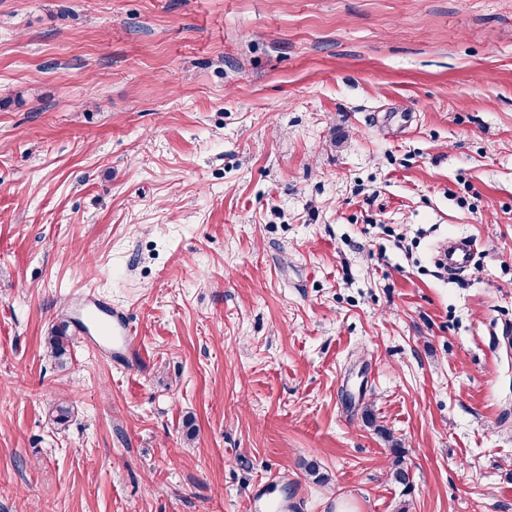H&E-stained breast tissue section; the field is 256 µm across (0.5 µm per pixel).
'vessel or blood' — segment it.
Returning a JSON list of instances; mask_svg holds the SVG:
<instances>
[{
    "label": "vessel or blood",
    "instance_id": "vessel-or-blood-1",
    "mask_svg": "<svg viewBox=\"0 0 512 512\" xmlns=\"http://www.w3.org/2000/svg\"><path fill=\"white\" fill-rule=\"evenodd\" d=\"M82 305L81 332L91 347H99L102 340H110L112 353L118 358L135 346L136 332L127 311L110 307L92 293L83 296Z\"/></svg>",
    "mask_w": 512,
    "mask_h": 512
}]
</instances>
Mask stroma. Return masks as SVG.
<instances>
[{
  "instance_id": "1",
  "label": "stroma",
  "mask_w": 512,
  "mask_h": 512,
  "mask_svg": "<svg viewBox=\"0 0 512 512\" xmlns=\"http://www.w3.org/2000/svg\"><path fill=\"white\" fill-rule=\"evenodd\" d=\"M81 290L123 365L46 356ZM274 471L287 512H512V0H0V512ZM470 248L460 241L459 243H448V251H444V258L448 262V274H455L456 271L466 268L470 263ZM448 255V257H447ZM84 311L79 315L81 327L77 331L84 334L88 344L99 347L103 339L112 342V355L123 356L136 344L137 336L129 313L123 309L111 308L94 293L83 296Z\"/></svg>"
}]
</instances>
